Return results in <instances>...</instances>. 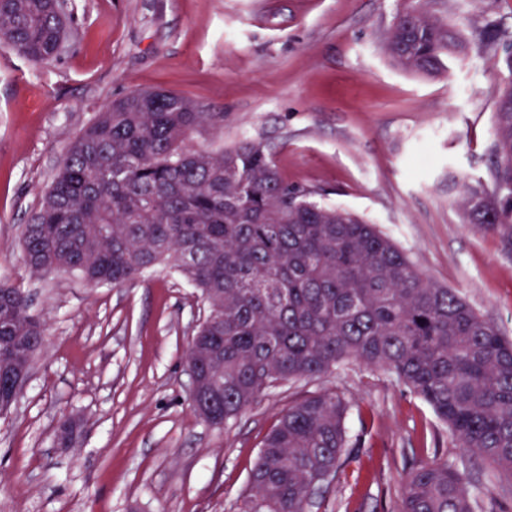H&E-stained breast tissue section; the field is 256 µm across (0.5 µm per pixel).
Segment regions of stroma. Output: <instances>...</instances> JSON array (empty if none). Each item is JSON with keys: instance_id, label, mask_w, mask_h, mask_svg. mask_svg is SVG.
Returning <instances> with one entry per match:
<instances>
[{"instance_id": "obj_1", "label": "stroma", "mask_w": 512, "mask_h": 512, "mask_svg": "<svg viewBox=\"0 0 512 512\" xmlns=\"http://www.w3.org/2000/svg\"><path fill=\"white\" fill-rule=\"evenodd\" d=\"M401 0H69L76 32L51 66L0 48V282L28 291L47 344L16 406L0 415V512H233L281 413L318 392L349 403L342 475L310 512H396L407 475L433 458L470 476L475 512H512V480L459 448L432 408L389 373L352 361L267 391L232 426L190 405L185 351L203 316L165 269L87 287L33 276L22 225L79 131L135 91L172 90L220 126L189 144L264 141L282 174L355 213L437 285L512 339V253L466 223L452 180L492 185V91L507 76L512 0H446L471 45L448 77L395 69L380 41ZM82 422L62 447L64 419Z\"/></svg>"}]
</instances>
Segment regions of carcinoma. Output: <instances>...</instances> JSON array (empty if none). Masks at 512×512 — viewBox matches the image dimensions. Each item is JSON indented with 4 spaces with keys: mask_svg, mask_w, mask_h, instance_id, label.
Listing matches in <instances>:
<instances>
[{
    "mask_svg": "<svg viewBox=\"0 0 512 512\" xmlns=\"http://www.w3.org/2000/svg\"><path fill=\"white\" fill-rule=\"evenodd\" d=\"M55 0H0V46L44 67L68 32ZM430 0H404L382 49L403 71L436 78L468 39ZM493 90L494 186L466 181L463 219L512 252V44ZM172 91L112 102L71 143L22 241L30 271L58 269L120 285L156 268L199 292L204 316L188 346L198 364L191 404L219 401L214 428L238 420L270 387L354 360L385 370L426 401L458 447L512 477V340L456 292L418 271L377 228L286 179L271 149L244 140L195 150L216 121ZM25 293L0 284V383L45 345ZM348 404L310 395L266 435L237 512H307L341 472ZM397 512H473L465 472L433 459L405 480Z\"/></svg>",
    "mask_w": 512,
    "mask_h": 512,
    "instance_id": "1",
    "label": "carcinoma"
}]
</instances>
